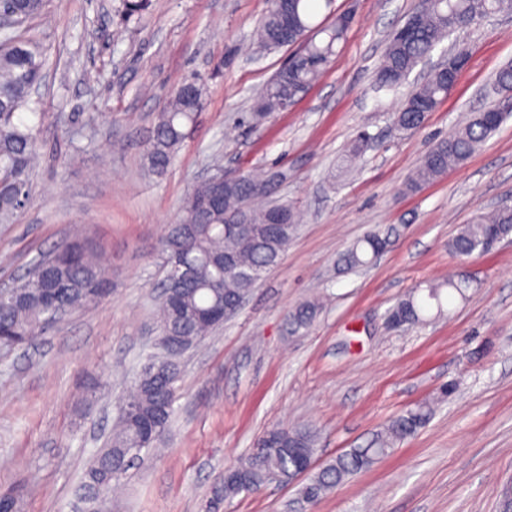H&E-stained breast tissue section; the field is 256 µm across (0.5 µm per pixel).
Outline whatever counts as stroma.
Listing matches in <instances>:
<instances>
[{
	"mask_svg": "<svg viewBox=\"0 0 512 512\" xmlns=\"http://www.w3.org/2000/svg\"><path fill=\"white\" fill-rule=\"evenodd\" d=\"M418 0H335L354 22L320 79L287 110L256 124L257 96L290 50L267 53L254 33L264 0H152L125 16L122 0H47L17 34L40 43L42 160L25 206L0 224V285L65 238L90 239L112 287L34 343L0 352V491L26 482L21 512H81L80 484L151 348L163 274L160 242L190 189L222 168L271 175L268 203L300 216L280 263L242 309L180 359L165 451L130 469L118 512H206L224 471L274 427L309 424L315 466L360 446L425 401L430 422L311 512H498L512 480V236L477 259L449 241L476 212L512 205V118L462 167L408 193L427 150L468 112L494 101L512 61V12L455 31L471 58L425 125L397 135L408 93L376 88L391 34ZM209 80L202 112L163 175L146 144L176 82ZM372 140L353 163L359 132ZM395 228L369 265L339 268L368 233ZM468 277L466 299L429 306L422 325L390 327L388 310L446 271ZM312 327L286 315L314 297ZM296 485L243 493L229 512H287Z\"/></svg>",
	"mask_w": 512,
	"mask_h": 512,
	"instance_id": "stroma-1",
	"label": "stroma"
}]
</instances>
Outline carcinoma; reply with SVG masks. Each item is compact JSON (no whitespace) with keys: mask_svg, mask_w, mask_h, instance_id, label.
I'll return each instance as SVG.
<instances>
[{"mask_svg":"<svg viewBox=\"0 0 512 512\" xmlns=\"http://www.w3.org/2000/svg\"><path fill=\"white\" fill-rule=\"evenodd\" d=\"M8 7L21 21L39 15L44 0H9ZM512 9V0H420L410 19L416 34L408 37L394 32L377 71L382 89L397 90L413 70L454 31L492 14ZM288 10L295 13L298 28L288 36V45H296L295 59L282 67L266 86L258 100L254 121L260 123L281 111L283 97H298L307 90L331 63L335 46L346 36L351 17L338 14L327 25L313 22L317 7L312 0H288ZM282 3H268L256 29V41L267 50L284 47L280 38ZM460 64L452 76L435 73L409 91L395 118V129L408 133L419 128L428 113L435 111L454 88L467 65L469 54L456 50ZM46 64L39 43L17 36L13 29L0 30V220H9L26 201V188L39 156L38 127L24 120V112L35 113L38 101L30 94V85L39 81ZM495 103L479 112H471L464 125L436 142L409 177L405 189L417 192L441 177L448 169L465 164L486 140L512 117L502 104L512 100V64L495 74ZM208 95V83L199 76L180 80L157 113L154 135L146 149L148 169L159 175L172 164L195 126ZM266 192V181L252 174L218 189L203 180L188 195L175 224L168 226L161 242L162 263L175 253L198 271V277L184 282L172 301L159 303L156 329L162 339L154 344L150 357L160 364H174L182 349L163 337L174 334L189 349L216 324L198 318L220 305L230 306L245 298L264 275L279 264L296 231V212L287 205L260 207L256 202ZM254 226L253 236L228 230V223L238 217ZM394 230L374 231L354 243L340 257V264L357 268L368 264L392 244ZM512 234V207L503 205L490 214L478 213L449 242V250L458 257L480 256L492 244ZM230 256L235 266L224 269L216 256ZM106 268L97 260L89 245L79 239H66L54 250L36 260L11 286L12 298L0 300V348L11 350L31 342L60 317L47 306L42 289L59 286V302L70 311L97 304L109 291ZM469 283L456 275L428 287L427 298L442 308V297L451 301L465 296ZM412 291L390 310L415 325L425 320L424 304ZM317 301H307L288 312L292 334L308 329L319 311ZM179 375L159 376L132 383L129 396L135 400L133 413H117L108 442L90 460L84 473L85 509L111 512L110 494L128 470L117 471L126 448L142 445L143 435H161L173 414ZM432 407L419 404L396 416L366 445L351 448L336 456L318 472L311 474L297 491L298 500L315 505L346 478L371 467L387 456L403 440L415 434L430 419ZM258 443L272 447L267 454L248 453L232 467L233 477L224 480L216 493L227 502L250 489L259 492L271 484H290L298 475L297 460L302 454H316L317 436L308 426L280 427L267 431Z\"/></svg>","mask_w":512,"mask_h":512,"instance_id":"obj_1","label":"carcinoma"}]
</instances>
